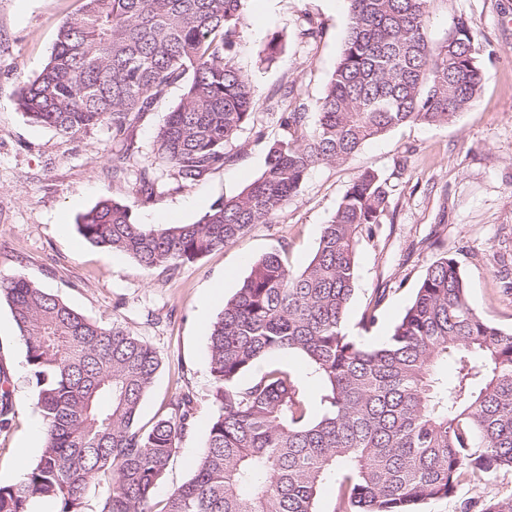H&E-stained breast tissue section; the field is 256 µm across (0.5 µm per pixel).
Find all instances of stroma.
<instances>
[{
  "label": "stroma",
  "instance_id": "1",
  "mask_svg": "<svg viewBox=\"0 0 512 512\" xmlns=\"http://www.w3.org/2000/svg\"><path fill=\"white\" fill-rule=\"evenodd\" d=\"M82 0H0V279L25 277L58 294L90 319L119 321L157 350L161 365L145 396L140 423L169 413L184 391L196 398L193 423L156 492L186 481L205 445L213 411L209 328L249 272L271 252L302 268L317 249L324 224L357 175L386 179L389 208L356 251V285L347 326L356 329L376 289H388L376 338L389 335L440 252L457 257L475 309L512 330V0H429V36L442 40L454 18L478 32L485 79L475 105L443 126L406 124L366 144L349 162L312 171L300 196L270 224H256L236 242L176 271L144 270L131 256L105 252L77 232L80 215L101 198L130 207L153 224L168 212L191 224L214 203L241 192L265 168L269 144L280 139L279 89L291 85V105L318 99L333 72L348 27L345 0H249L234 60L256 96L253 130L227 145L231 159L180 187L155 163L153 144L179 102L171 86L125 134L104 125L64 138L31 123L16 106L21 87L47 63L60 27ZM283 52L272 65L258 54L272 34ZM152 166L155 194L139 190ZM0 366L8 372L16 418L0 433V482H13L20 443L41 418L10 309L0 299ZM512 494V471L459 487L456 497L422 503L418 512H458L461 500Z\"/></svg>",
  "mask_w": 512,
  "mask_h": 512
}]
</instances>
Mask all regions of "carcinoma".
<instances>
[{
  "instance_id": "carcinoma-1",
  "label": "carcinoma",
  "mask_w": 512,
  "mask_h": 512,
  "mask_svg": "<svg viewBox=\"0 0 512 512\" xmlns=\"http://www.w3.org/2000/svg\"><path fill=\"white\" fill-rule=\"evenodd\" d=\"M246 2L83 0L17 106L62 137L103 125L121 134L180 82L153 151L178 186L192 184L224 166L226 146L254 128V87L233 56ZM346 3L347 32L322 96L281 113L284 135L256 180L192 224L146 226L128 206L102 199L78 219L83 238L146 270L173 271L273 222L314 169L350 161L393 128L447 125L474 105L483 74L469 19H454L434 42L428 0ZM282 50L272 36L260 62ZM389 196L387 182L365 170L302 270L274 252L252 263L210 328L214 410L205 446L191 477L164 497L156 487L191 426L193 394L139 426L160 366L156 349L26 278L1 280L46 441L20 480L0 484V512H35L41 501L53 512H317L331 477L333 512H414L454 497L466 479L512 471V332L472 306L454 257L444 252L428 268L382 342L365 334L378 323L384 289L363 312L361 334L345 329L359 238L382 223ZM280 352L301 354L321 378L320 413L282 367L239 384ZM15 415L1 368L0 432ZM462 512H512V494L467 501Z\"/></svg>"
}]
</instances>
